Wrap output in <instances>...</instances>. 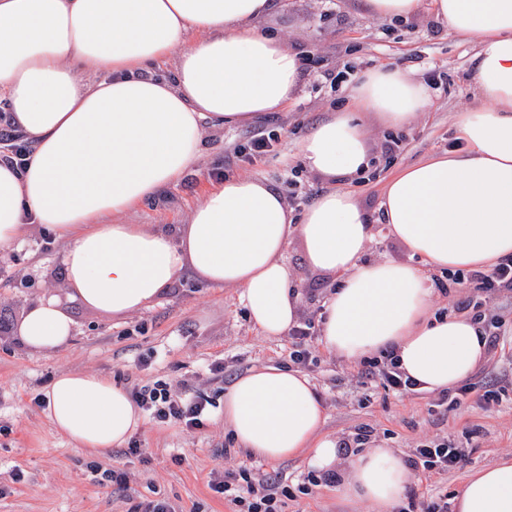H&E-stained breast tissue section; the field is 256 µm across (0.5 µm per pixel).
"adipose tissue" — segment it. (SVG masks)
Listing matches in <instances>:
<instances>
[{
    "mask_svg": "<svg viewBox=\"0 0 512 512\" xmlns=\"http://www.w3.org/2000/svg\"><path fill=\"white\" fill-rule=\"evenodd\" d=\"M272 0H0V99L33 151L21 166L0 159V251L33 224L64 235L65 286L116 316L141 311L182 271L237 290L262 335L297 325L301 294L285 261L298 236L307 264L337 276L321 344L348 361L395 354L420 390L465 381L485 358L479 325L438 315L424 267L484 270L512 257V0H434L450 33L477 42V97L454 119L458 146L399 169L379 204L389 234L419 265L365 260L374 233L352 191L330 189L293 219L263 180L231 176L193 207L177 236L125 223L136 206L178 182L203 155L206 126L242 124L284 108L301 59L258 22ZM174 59L172 76L153 67ZM424 80L377 69L353 88L354 111L334 113L299 148L330 180L369 165L364 117L396 128L430 104ZM73 321L52 297L24 314L34 349L66 346ZM224 425L246 455L300 457L339 476L336 492L389 512L410 473L391 448L343 460L325 437V408L301 372L261 366L224 395ZM47 416L89 452L122 445L141 414L112 380L59 374ZM455 512H512V455L468 473Z\"/></svg>",
    "mask_w": 512,
    "mask_h": 512,
    "instance_id": "1",
    "label": "adipose tissue"
}]
</instances>
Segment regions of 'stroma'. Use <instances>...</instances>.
<instances>
[{"mask_svg":"<svg viewBox=\"0 0 512 512\" xmlns=\"http://www.w3.org/2000/svg\"><path fill=\"white\" fill-rule=\"evenodd\" d=\"M261 25L301 56L294 100L265 120L208 128L200 162L158 198L129 212L126 222L176 232L219 169L263 179L284 196L292 216H300L331 187L303 166L302 139L347 105L350 83L380 67L421 78L434 72L443 83L425 112L404 128L390 131L371 121L372 165L343 183L368 214L377 215L382 187L396 170L455 148L453 116L475 101L477 44L450 34L435 15L433 0H422L419 13L406 20L374 17L364 0H279ZM343 69L349 72L347 83L331 87L327 74ZM264 129L275 131L276 150L251 165L235 162L234 145L247 132ZM394 136L401 138L402 150L389 159L382 145ZM65 247L63 238L34 224L25 241L0 259V512H137L140 503L157 499L176 512H232V504L211 487L210 476L241 466L259 478L279 473L296 493L286 512H375L371 504L340 500L332 483L298 493L309 474L303 461L272 463L246 456L217 413L199 430L144 418L132 435L147 451L143 458L118 448L92 454L59 434L37 403L58 374L91 372L128 390L160 380L184 396L220 405L225 391L250 369L291 367L293 349L291 336L261 335L233 289L204 284L187 272L142 311L114 316L92 310L64 286ZM285 260L300 284L303 319L319 323L334 276L310 268L295 237ZM45 297L60 302L75 328L70 343L52 354L30 349L18 337L25 311ZM461 300L469 303L470 313H497L512 327L510 299L491 300L472 288L434 296L436 307L448 313ZM310 351L303 372L327 410L328 436L348 440L366 430L368 447L392 448L404 459L436 439L465 449L463 460L448 473L413 476L392 512H420L426 501L455 495L468 472L512 454V334L466 380L468 392L456 409L441 404L436 392L399 394L381 381L364 380L358 363L329 354L319 341H312ZM110 469L125 473L126 488L104 479Z\"/></svg>","mask_w":512,"mask_h":512,"instance_id":"35a3bbf8","label":"stroma"}]
</instances>
